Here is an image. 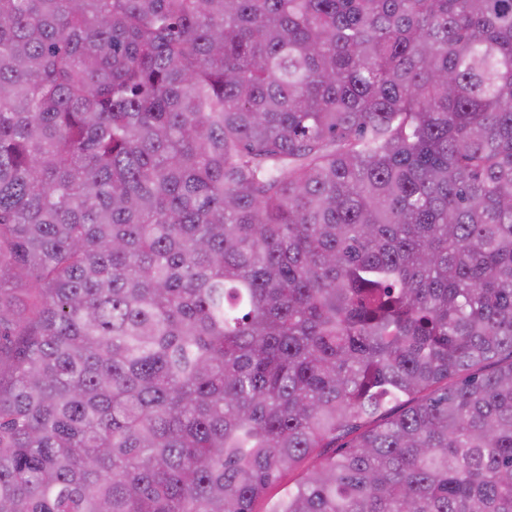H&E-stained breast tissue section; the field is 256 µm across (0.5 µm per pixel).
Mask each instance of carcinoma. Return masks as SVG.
Instances as JSON below:
<instances>
[{"mask_svg":"<svg viewBox=\"0 0 512 512\" xmlns=\"http://www.w3.org/2000/svg\"><path fill=\"white\" fill-rule=\"evenodd\" d=\"M0 512H512V0H0Z\"/></svg>","mask_w":512,"mask_h":512,"instance_id":"carcinoma-1","label":"carcinoma"}]
</instances>
